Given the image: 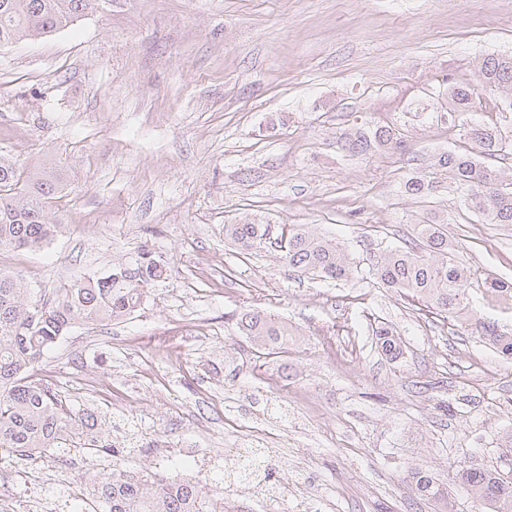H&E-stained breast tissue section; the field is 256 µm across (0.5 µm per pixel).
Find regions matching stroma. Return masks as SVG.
Segmentation results:
<instances>
[{
    "label": "stroma",
    "instance_id": "35a3bbf8",
    "mask_svg": "<svg viewBox=\"0 0 512 512\" xmlns=\"http://www.w3.org/2000/svg\"><path fill=\"white\" fill-rule=\"evenodd\" d=\"M512 56V0H98L53 35L0 47V153L19 166L76 169L54 206L64 230L42 248L0 251V271L53 290L149 251L168 273L140 307L78 324L34 367L94 415L91 447L62 482L0 458V495L41 512H92L74 494L90 463L194 477L201 496L247 512H490L456 467L512 473V359L484 322L512 332V224L466 209L443 152L463 122L512 140L503 108L448 119V86ZM404 145L354 155L355 133ZM426 178V194L406 183ZM446 224L471 270L470 326L376 283L374 254L426 216ZM313 224L345 248L349 281L243 253L224 227ZM288 323L284 356L258 355L238 319ZM392 329L398 358L379 329ZM262 438L278 491L198 473L200 459ZM428 470L449 502L421 498ZM477 330L503 357L512 359V334L499 331L494 325H479Z\"/></svg>",
    "mask_w": 512,
    "mask_h": 512
}]
</instances>
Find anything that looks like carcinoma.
<instances>
[{
    "label": "carcinoma",
    "instance_id": "obj_1",
    "mask_svg": "<svg viewBox=\"0 0 512 512\" xmlns=\"http://www.w3.org/2000/svg\"><path fill=\"white\" fill-rule=\"evenodd\" d=\"M97 0H0V46L22 39L48 36L74 22ZM479 83L484 91L512 88V56L483 60ZM475 88L448 87L453 111L472 108ZM467 145L441 155L435 166L445 169L467 191V206L487 224H512V183L499 181L490 160L502 156V137L496 127L473 124L465 131ZM402 140L390 128L373 137L359 134L346 141L348 151L365 154L374 146L399 148ZM67 167L17 169L0 155V249H38L61 232L51 215V202L66 189ZM411 242L379 252L371 271L375 280L448 318H465L472 274L456 260L448 240V225L425 218L414 225ZM224 238L247 252L265 250L292 268L330 279H347L353 267L342 245L307 224L250 222L224 225ZM166 274L148 252L134 265L108 276L33 295L14 276L0 273V454L32 457L45 448L59 447L67 436L82 438L88 416L63 405L50 387L31 379L29 369L73 325L122 318L137 308L153 282ZM240 324L250 342L265 355L288 352V323L257 312H244ZM478 332L502 356L512 359V334L483 324ZM382 350L397 357L401 346L393 331H378ZM271 477L260 449L251 467L233 473L237 482ZM456 479L475 501L489 503L492 512H512V478L492 468L462 466ZM416 493L427 500H443L448 492L431 474H412ZM88 495L103 512H213V503L199 495L184 477L142 479L122 471L88 477Z\"/></svg>",
    "mask_w": 512,
    "mask_h": 512
}]
</instances>
